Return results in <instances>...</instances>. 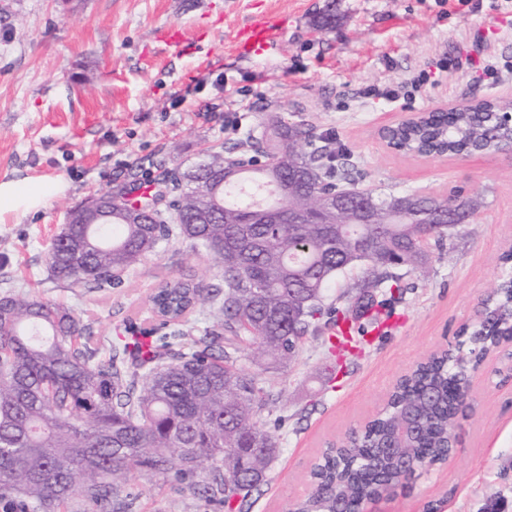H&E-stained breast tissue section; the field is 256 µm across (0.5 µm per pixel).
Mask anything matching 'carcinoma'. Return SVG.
Listing matches in <instances>:
<instances>
[{"label": "carcinoma", "instance_id": "obj_1", "mask_svg": "<svg viewBox=\"0 0 512 512\" xmlns=\"http://www.w3.org/2000/svg\"><path fill=\"white\" fill-rule=\"evenodd\" d=\"M399 136L416 150L459 154L494 137L489 116L454 112L423 117ZM302 124L277 112L267 117L261 137H246L252 155L237 154L240 144L209 153L197 169L172 179V196L160 191L112 205L108 225L72 224L52 241L47 262L53 277L90 291L123 283L146 255L174 237L208 249L224 277L210 290L193 278L163 279L153 297L163 335L133 324L120 343L103 347L73 312L59 304L10 291L0 295V512H65L77 496L91 512H132L135 474L172 475L188 487L203 477L205 499L227 512H243L251 493L266 482L276 454L273 437L259 420L260 392L254 376L237 366L240 345L255 347L252 362L267 370L286 362L299 338L319 330L322 319L339 324V309L324 302L332 279L348 266L362 264L366 277L358 299L370 310L403 297L408 284L393 272L425 257L423 241L437 242L449 226L464 224L469 209L443 224H429L433 207L448 199L418 194L381 197L367 192L347 200L334 224H253L262 204L298 210L314 196L355 184L350 155L328 146ZM277 156L276 179L265 174L263 155ZM241 174L201 192L196 174ZM409 204L399 219L387 221L394 199ZM163 203L141 224L123 212L139 203ZM369 203L375 219L357 223ZM487 308L499 335L486 336L478 323L463 328L465 340L444 350L402 378L395 404L372 421L346 454L336 452L316 465L326 491L307 497L297 512H360L361 502L380 497L402 483L396 461L380 455L396 425L402 403L416 409L422 447L413 452L434 462L450 451L448 411L453 390L467 382L480 355L496 341L512 337V285ZM220 299L222 332L195 335L181 322L195 307ZM248 449L246 466H224V442Z\"/></svg>", "mask_w": 512, "mask_h": 512}]
</instances>
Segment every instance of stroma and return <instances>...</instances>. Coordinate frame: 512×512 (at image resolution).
I'll list each match as a JSON object with an SVG mask.
<instances>
[{
	"label": "stroma",
	"mask_w": 512,
	"mask_h": 512,
	"mask_svg": "<svg viewBox=\"0 0 512 512\" xmlns=\"http://www.w3.org/2000/svg\"><path fill=\"white\" fill-rule=\"evenodd\" d=\"M287 15L274 47L248 58L231 48L253 13ZM332 16L321 29L323 16ZM196 42L184 55L159 38L167 26ZM512 60V0H0V181L57 178L64 192L25 217L0 222V292L68 307L110 342L125 323L150 328V297L165 278L220 284L212 254L175 240L148 255L126 285L91 292L55 280L47 248L69 208L116 185L195 169L208 151L260 135L268 113L302 123L347 150L359 188L378 194L477 200L473 223L428 243L426 262L400 267L409 285L383 317L399 319L335 364L330 328L305 336L287 365L256 370L261 411L278 455L249 512H291L312 490L310 471L329 443L385 406L397 379L440 349L497 282L512 276V152L426 157L389 149L383 127L417 113L483 100L512 102V78L491 85L457 58ZM422 79L391 102L360 89ZM364 266L334 278L326 304L355 317ZM447 461L365 512H512V368L489 355L470 387ZM133 512H225L174 478L139 477Z\"/></svg>",
	"instance_id": "stroma-1"
}]
</instances>
